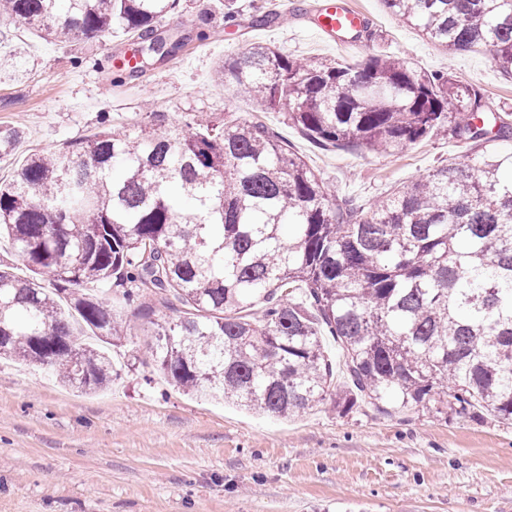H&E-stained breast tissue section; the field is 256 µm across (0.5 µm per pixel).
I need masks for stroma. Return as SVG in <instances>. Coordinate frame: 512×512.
<instances>
[{
    "label": "stroma",
    "instance_id": "obj_1",
    "mask_svg": "<svg viewBox=\"0 0 512 512\" xmlns=\"http://www.w3.org/2000/svg\"><path fill=\"white\" fill-rule=\"evenodd\" d=\"M226 27L221 0H181L160 27L183 35L177 57L117 83L109 62L126 49L123 32L63 44L0 18V59L21 53L25 70L0 71V125L25 132L0 179L34 152L58 149L99 131L102 114L123 127L153 101L170 123L253 121L273 129L313 168L336 199L369 206L392 187L460 160L471 145L425 139L400 155L361 146L321 148L270 111L216 81L217 62L254 43L307 59L354 64L370 54L410 59L480 87L487 106L512 113V79L484 51L449 54L423 38L383 0H354L368 26L357 50L315 31L321 0H273L278 23L247 25L246 10ZM220 35L199 40L201 15ZM82 67H74V58ZM132 326L112 354L110 388L80 392L37 366L0 362V512H512V423L471 418L430 403L397 411L363 405L343 412L326 400L289 419L175 391L157 372L154 323L112 293Z\"/></svg>",
    "mask_w": 512,
    "mask_h": 512
}]
</instances>
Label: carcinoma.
<instances>
[{
  "label": "carcinoma",
  "instance_id": "obj_1",
  "mask_svg": "<svg viewBox=\"0 0 512 512\" xmlns=\"http://www.w3.org/2000/svg\"><path fill=\"white\" fill-rule=\"evenodd\" d=\"M444 51L484 50L512 77V0H384ZM180 0H0L17 28L59 42L131 35L134 77L175 58L158 24ZM279 14L261 5L254 27ZM238 94L322 147L394 154L445 132L477 150L364 209L335 201L269 128L194 117L102 130L30 156L0 185V241L29 274L0 261V359L38 365L65 387L112 383L107 351L128 336L122 289L158 327L157 370L175 387L287 419L336 407L396 410L445 401L512 422V123L485 94L398 56L355 66L299 59L255 43L215 69ZM24 137L0 126V156ZM301 291V298L292 294ZM261 310H256L258 303ZM338 343L336 384L321 336Z\"/></svg>",
  "mask_w": 512,
  "mask_h": 512
}]
</instances>
